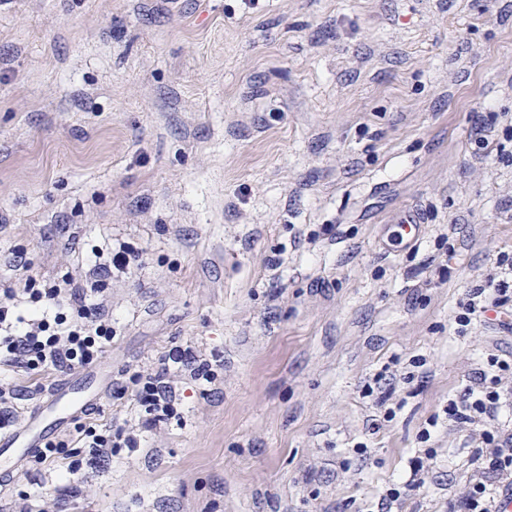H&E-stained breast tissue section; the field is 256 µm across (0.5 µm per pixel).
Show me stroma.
Returning <instances> with one entry per match:
<instances>
[{
  "label": "stroma",
  "mask_w": 512,
  "mask_h": 512,
  "mask_svg": "<svg viewBox=\"0 0 512 512\" xmlns=\"http://www.w3.org/2000/svg\"><path fill=\"white\" fill-rule=\"evenodd\" d=\"M502 150L512 0H0V277L104 280L113 387L178 347L221 362L213 383L182 376L176 416L67 512H362L395 485L393 512H452L470 433L420 432L512 352V312L454 322L512 253ZM409 206L420 237L388 250ZM123 241L141 268L95 270ZM383 369L388 422L361 395ZM0 380L21 421L53 382ZM94 413L126 427L144 409L107 390ZM60 478L25 469L0 512L40 489L58 512Z\"/></svg>",
  "instance_id": "obj_1"
}]
</instances>
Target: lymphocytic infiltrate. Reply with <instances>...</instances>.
<instances>
[{
    "instance_id": "lymphocytic-infiltrate-1",
    "label": "lymphocytic infiltrate",
    "mask_w": 512,
    "mask_h": 512,
    "mask_svg": "<svg viewBox=\"0 0 512 512\" xmlns=\"http://www.w3.org/2000/svg\"><path fill=\"white\" fill-rule=\"evenodd\" d=\"M512 302V254H500L497 270L485 284L472 288L462 313L455 318L458 332L473 320ZM112 318L101 281L81 282L72 274L53 280L26 277L19 284H0V364L16 371L49 372L76 368L99 360L112 343ZM201 383L212 382V360L193 347L177 348L160 367L134 372L138 402L144 407L141 426L156 429L174 413L175 383L182 375ZM512 361L490 358L476 371L463 393L449 398L447 420L472 428L483 448L482 464L468 478L456 512H502L504 497L512 496V432L502 429L499 416L512 396ZM137 439L124 429L80 426L75 434L47 441L32 460L45 471L66 461L64 482L57 486L58 503L78 495L85 468L109 460L113 449L133 448ZM90 449L89 458L64 460L66 450Z\"/></svg>"
}]
</instances>
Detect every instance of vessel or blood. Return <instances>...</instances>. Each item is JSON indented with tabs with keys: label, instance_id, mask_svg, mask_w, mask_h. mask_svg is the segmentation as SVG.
Returning <instances> with one entry per match:
<instances>
[{
	"label": "vessel or blood",
	"instance_id": "vessel-or-blood-1",
	"mask_svg": "<svg viewBox=\"0 0 512 512\" xmlns=\"http://www.w3.org/2000/svg\"><path fill=\"white\" fill-rule=\"evenodd\" d=\"M96 382L97 375L92 371L77 380L63 375L32 407L22 424L0 431V463L6 465L5 476L19 473L29 456L45 439L58 434L66 421L88 412L93 404L89 389Z\"/></svg>",
	"mask_w": 512,
	"mask_h": 512
}]
</instances>
